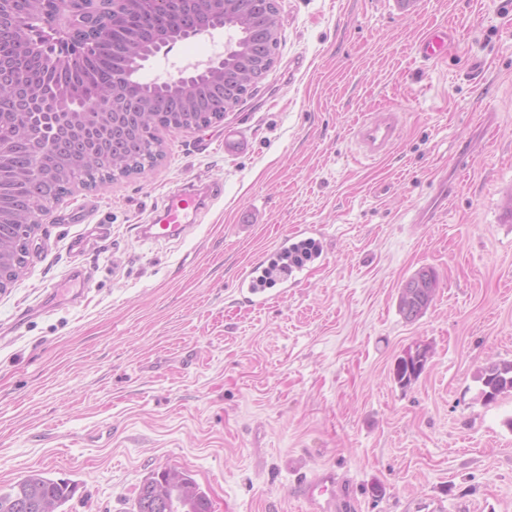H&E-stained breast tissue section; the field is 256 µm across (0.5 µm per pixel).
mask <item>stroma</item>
Returning a JSON list of instances; mask_svg holds the SVG:
<instances>
[{
  "instance_id": "stroma-1",
  "label": "stroma",
  "mask_w": 512,
  "mask_h": 512,
  "mask_svg": "<svg viewBox=\"0 0 512 512\" xmlns=\"http://www.w3.org/2000/svg\"><path fill=\"white\" fill-rule=\"evenodd\" d=\"M277 2V61L253 96L163 132L147 177L74 189L0 292V486L39 470L77 483L64 512H132L144 480L175 468L214 512H310L300 487L330 469L354 512H512V394L484 404L475 380L512 361V0H420L411 15ZM448 26L447 53L423 59L419 38ZM223 37L177 42L138 77L176 76ZM384 107L400 137L363 158L351 129ZM438 174L456 193L411 223ZM188 181L221 188L194 233L142 241ZM302 224L321 226L324 262L267 307L238 303L249 263ZM75 267L83 293L47 305ZM422 268L438 288L410 321L398 298ZM419 344L426 368L399 386Z\"/></svg>"
}]
</instances>
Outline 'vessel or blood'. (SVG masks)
<instances>
[{"instance_id":"b4317fda","label":"vessel or blood","mask_w":512,"mask_h":512,"mask_svg":"<svg viewBox=\"0 0 512 512\" xmlns=\"http://www.w3.org/2000/svg\"><path fill=\"white\" fill-rule=\"evenodd\" d=\"M452 36V31L440 29L424 35L418 43L421 57L435 59L443 55ZM399 124V112L390 108L367 114L352 132L358 153L367 159L383 156L398 140ZM217 195V187L208 184L171 191L151 222L139 226L138 233L154 242L185 239L193 230L196 217ZM318 235L319 230L314 226L297 229L282 236L272 249L263 252L251 263L236 286L241 301L250 307H265L276 301L286 289L305 279L309 274L308 268L292 265L285 270L278 284L265 282L266 265L278 256L292 251L299 241L313 239ZM335 483L336 477L332 471L325 470L316 474L307 490L313 512H337L339 504L336 500Z\"/></svg>"}]
</instances>
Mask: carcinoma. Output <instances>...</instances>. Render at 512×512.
<instances>
[{
    "mask_svg": "<svg viewBox=\"0 0 512 512\" xmlns=\"http://www.w3.org/2000/svg\"><path fill=\"white\" fill-rule=\"evenodd\" d=\"M278 14L277 3L267 6L256 18L254 0H183L173 10L163 4L154 6L150 0L123 11V20L105 25L96 32L97 48L91 54L72 58L66 67L56 71L59 86H71L81 91L82 100L96 98L97 93L112 85L122 86L125 79L137 72L136 61L127 55V48L140 42L148 29H153L156 40L176 42L185 22L195 14H203L212 21L224 20V29L233 39L231 60L227 69L258 72L263 79L270 67H262L267 57L276 58L279 37L259 30L267 29L268 14ZM25 83L42 81L44 67L42 54L29 50L26 63L17 69ZM256 84L250 83L232 91L224 98L214 97L209 86L197 83L189 89L175 87L167 93L155 112L146 114L143 121L131 126L125 145L120 150L104 154L100 166L91 167L78 149L55 146L53 133L60 115L51 103L43 99L29 111L12 115L0 113V143L11 145V151L0 155V167L6 171L41 168L60 173L56 179L41 184L18 180L0 193V205L11 215V221L0 223V280L15 283L28 264L26 240L34 233V226L23 222L24 215L43 211L46 203L60 202L72 193V184L79 182L87 188H97L108 180L143 175L165 157L162 130L202 128L224 120L251 96ZM437 288L435 274L427 270L416 272L405 283L399 297V311L408 320L421 316L432 302ZM425 363L418 366H396V381L402 385L419 377ZM482 391L488 385H499L497 396L512 392V362H492L481 367L475 376ZM195 485L185 472L165 468L146 478L139 487L134 502L135 512H212V502L200 489L186 496L183 488ZM77 485L64 479H52L40 471H31L22 478L0 487V512H62L61 507L73 499Z\"/></svg>",
    "mask_w": 512,
    "mask_h": 512,
    "instance_id": "1",
    "label": "carcinoma"
}]
</instances>
